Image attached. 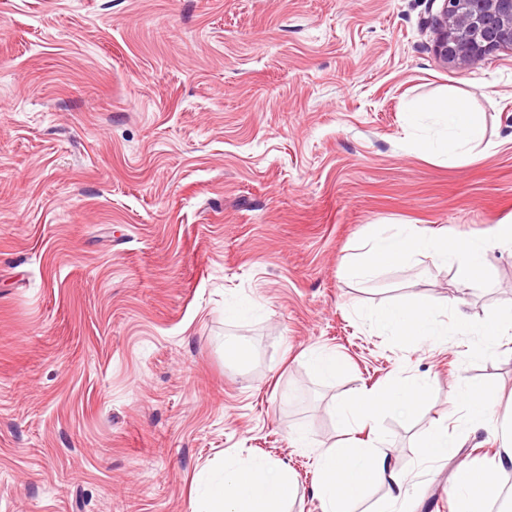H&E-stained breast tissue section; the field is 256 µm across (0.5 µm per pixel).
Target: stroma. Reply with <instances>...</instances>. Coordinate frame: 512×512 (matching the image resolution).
Here are the masks:
<instances>
[{
	"label": "stroma",
	"instance_id": "35a3bbf8",
	"mask_svg": "<svg viewBox=\"0 0 512 512\" xmlns=\"http://www.w3.org/2000/svg\"><path fill=\"white\" fill-rule=\"evenodd\" d=\"M439 6L0 0V512H194L228 458L286 464L290 512H321L315 451L348 437L333 404L397 376L425 403L378 429L412 512H452L451 471L500 444L462 431L427 462L422 440L463 382L512 419V338L484 349L445 317L447 343L398 341L373 318L418 296L476 325L512 310V247L467 288L427 253L369 281L342 265L390 224L512 221V50L445 67ZM450 96L497 150L414 148ZM311 361L315 371L323 377H332L341 369L340 359L332 352H315L311 357Z\"/></svg>",
	"mask_w": 512,
	"mask_h": 512
}]
</instances>
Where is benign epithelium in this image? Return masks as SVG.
<instances>
[{"label":"benign epithelium","mask_w":512,"mask_h":512,"mask_svg":"<svg viewBox=\"0 0 512 512\" xmlns=\"http://www.w3.org/2000/svg\"><path fill=\"white\" fill-rule=\"evenodd\" d=\"M433 22L435 53L447 67L470 66L496 50H512V0H441Z\"/></svg>","instance_id":"7a95c632"}]
</instances>
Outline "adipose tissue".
Segmentation results:
<instances>
[{
  "mask_svg": "<svg viewBox=\"0 0 512 512\" xmlns=\"http://www.w3.org/2000/svg\"><path fill=\"white\" fill-rule=\"evenodd\" d=\"M441 127L438 137L417 141L420 152L448 160H465L474 144L480 143L481 120L464 99L453 105H431ZM512 244V224L489 226L482 236L456 241L427 235L415 224H394L372 236L364 244V253L350 264L354 277L369 279L383 268L406 265L417 254L433 253L440 264L452 266L460 284L471 286L484 277L485 255L493 248ZM458 302L434 305L418 298L409 303L393 302L378 310L375 322L382 330L398 338L437 340L442 331L436 326L438 316L458 309ZM427 388L416 379H392L381 386L354 391L337 405L340 420L363 428L375 422L382 410L419 406ZM464 422L474 429L498 430L490 401L480 393L466 389ZM501 431V430H498ZM508 446L501 456L458 465L448 480V494L454 512H489L502 493V478L512 469V428L501 431ZM319 481L313 494L323 512H342L344 502L360 498L372 487H382L387 495V512H409V481L392 462V455L382 438L360 446L321 449L317 454ZM297 486L287 467L263 460L224 463L220 481L205 487L199 496L197 512H281L282 505L293 501Z\"/></svg>",
  "mask_w": 512,
  "mask_h": 512,
  "instance_id": "ef3b65f1",
  "label": "adipose tissue"
}]
</instances>
